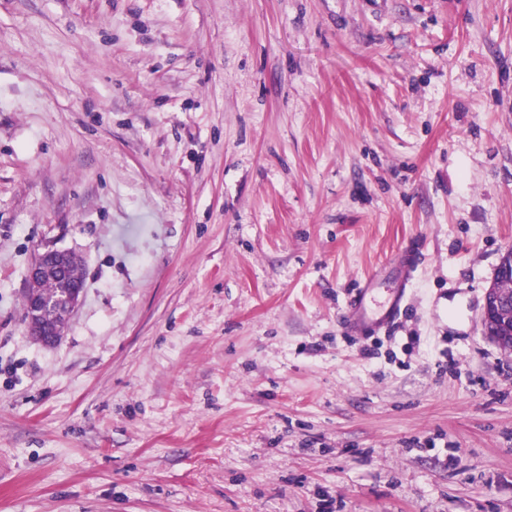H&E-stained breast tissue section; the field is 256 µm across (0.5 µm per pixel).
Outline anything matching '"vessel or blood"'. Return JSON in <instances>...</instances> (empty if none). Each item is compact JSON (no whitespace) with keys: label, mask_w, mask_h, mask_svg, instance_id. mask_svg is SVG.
Instances as JSON below:
<instances>
[{"label":"vessel or blood","mask_w":512,"mask_h":512,"mask_svg":"<svg viewBox=\"0 0 512 512\" xmlns=\"http://www.w3.org/2000/svg\"><path fill=\"white\" fill-rule=\"evenodd\" d=\"M420 265L419 252L408 248L393 261L389 271L369 274L359 282L342 316L345 332L368 338L394 324L408 305Z\"/></svg>","instance_id":"obj_1"}]
</instances>
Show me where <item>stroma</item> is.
Instances as JSON below:
<instances>
[{"instance_id":"stroma-1","label":"stroma","mask_w":512,"mask_h":512,"mask_svg":"<svg viewBox=\"0 0 512 512\" xmlns=\"http://www.w3.org/2000/svg\"><path fill=\"white\" fill-rule=\"evenodd\" d=\"M510 247L512 0H0V512H512ZM73 258V254L65 250L54 248L50 245H44L38 250L35 259L28 269L30 282L43 278L60 277ZM63 282L73 284L82 282L81 262L74 257L68 271L62 279L57 281L41 280L30 284V291L39 295L54 296L62 289ZM421 264L419 252L408 247L392 262L389 272H375L359 282L342 316L345 332L369 338L394 324L408 305ZM512 278V248L503 253L493 281L486 288L480 312L482 334L501 351L512 352V301L502 300L494 282ZM83 284L71 286L56 301L28 292L24 318L30 336L45 346L58 343L83 299Z\"/></svg>"}]
</instances>
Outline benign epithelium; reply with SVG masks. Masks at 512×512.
Returning a JSON list of instances; mask_svg holds the SVG:
<instances>
[{
    "label": "benign epithelium",
    "mask_w": 512,
    "mask_h": 512,
    "mask_svg": "<svg viewBox=\"0 0 512 512\" xmlns=\"http://www.w3.org/2000/svg\"><path fill=\"white\" fill-rule=\"evenodd\" d=\"M73 254L45 245L38 250L28 269L30 281L61 276ZM84 288L71 286L58 299L49 301L27 294L24 318L30 336L45 346L58 343L83 299ZM482 334L501 351L512 352V301L499 297L494 285L486 288L480 312Z\"/></svg>",
    "instance_id": "benign-epithelium-1"
}]
</instances>
